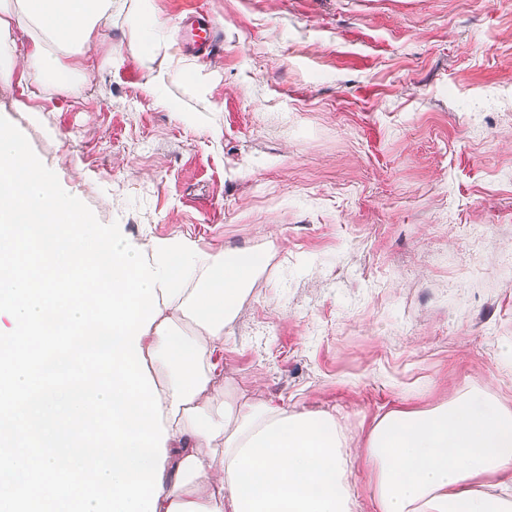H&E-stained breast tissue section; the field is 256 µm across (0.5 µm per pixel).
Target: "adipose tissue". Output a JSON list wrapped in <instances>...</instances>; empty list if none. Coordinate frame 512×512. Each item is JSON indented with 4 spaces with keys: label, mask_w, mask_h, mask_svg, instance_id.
Listing matches in <instances>:
<instances>
[{
    "label": "adipose tissue",
    "mask_w": 512,
    "mask_h": 512,
    "mask_svg": "<svg viewBox=\"0 0 512 512\" xmlns=\"http://www.w3.org/2000/svg\"><path fill=\"white\" fill-rule=\"evenodd\" d=\"M127 0H0V56L20 54L39 79L61 72L54 46L89 45ZM36 29L24 51L11 13ZM264 258L213 253L163 308L140 347L161 370L168 430L156 512H353L358 456L334 416L228 398L212 353L224 343ZM361 457L377 468V512H512V409L475 393L425 410L375 417Z\"/></svg>",
    "instance_id": "1"
}]
</instances>
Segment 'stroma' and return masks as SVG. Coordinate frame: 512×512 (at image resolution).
<instances>
[{
    "mask_svg": "<svg viewBox=\"0 0 512 512\" xmlns=\"http://www.w3.org/2000/svg\"><path fill=\"white\" fill-rule=\"evenodd\" d=\"M135 8L89 72L1 58L0 116L132 245L265 255L213 356L225 391L352 438L477 390L512 407V0H152L150 61ZM170 54L199 87L149 84ZM147 0H140L137 22L141 37V52L146 60H152L159 49L156 35L160 22L151 10ZM187 36L186 45L198 55L207 57L213 53L216 39L209 25L192 21L188 27Z\"/></svg>",
    "mask_w": 512,
    "mask_h": 512,
    "instance_id": "stroma-1",
    "label": "stroma"
}]
</instances>
